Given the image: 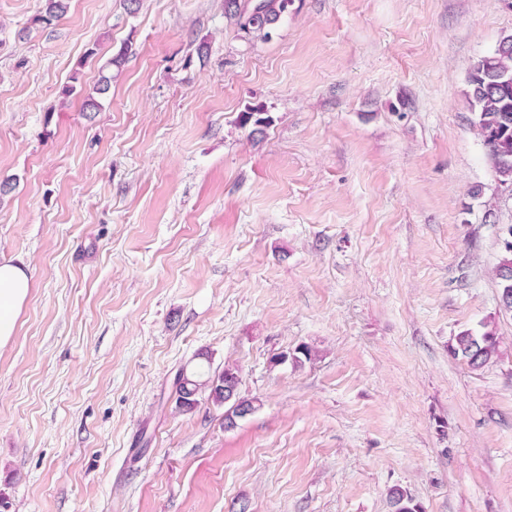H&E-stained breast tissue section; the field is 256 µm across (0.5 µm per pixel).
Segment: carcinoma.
I'll list each match as a JSON object with an SVG mask.
<instances>
[{"label": "carcinoma", "instance_id": "carcinoma-1", "mask_svg": "<svg viewBox=\"0 0 512 512\" xmlns=\"http://www.w3.org/2000/svg\"><path fill=\"white\" fill-rule=\"evenodd\" d=\"M293 0H224L226 17L239 31L251 38L269 37L270 29L288 14ZM67 0H45L44 10L34 18L49 24L62 18ZM466 100L473 123L480 131L485 158L498 183L512 187V36L502 38L495 48L473 61L468 70ZM504 309L512 308V244L503 246V254L495 268ZM499 341L489 324L483 329H467L454 336L450 353L473 369H480L498 354ZM239 377L226 368L214 378L198 381L180 372L175 377V406L191 412L200 404L199 396L226 406L224 421L230 427L236 420L255 411L254 401L237 397ZM394 512H421L406 491L395 488L390 493Z\"/></svg>", "mask_w": 512, "mask_h": 512}]
</instances>
